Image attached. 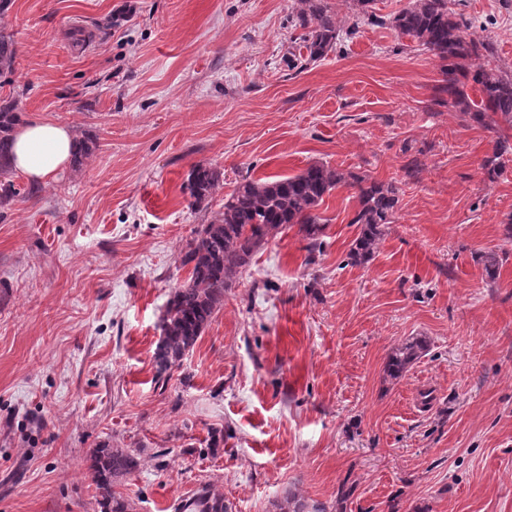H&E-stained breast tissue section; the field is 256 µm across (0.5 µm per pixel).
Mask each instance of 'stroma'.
<instances>
[{
    "label": "stroma",
    "instance_id": "1",
    "mask_svg": "<svg viewBox=\"0 0 512 512\" xmlns=\"http://www.w3.org/2000/svg\"><path fill=\"white\" fill-rule=\"evenodd\" d=\"M347 34L302 73L298 0H11L18 47L0 86L27 121L98 148L0 209V512H98L90 448H132L136 512H173L208 482L233 512L293 493L327 512H512V159L442 102L441 60L385 23L409 0H328ZM512 71V0H448ZM113 16L108 32L95 23ZM418 159L420 170L404 166ZM318 162L393 183L373 259L346 264L356 191L319 207L306 264L291 227L250 269L167 384L160 321L207 220L182 191L209 163L292 176ZM502 264L488 281L481 254ZM425 355L396 380L391 350ZM512 155V139L500 134L495 141L491 155H487L481 164V169L489 180H494L502 173L505 165L504 157ZM427 344L422 339L407 341L393 349L386 362L385 370L390 377L396 378L409 366L420 359L426 351Z\"/></svg>",
    "mask_w": 512,
    "mask_h": 512
}]
</instances>
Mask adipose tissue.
<instances>
[{
	"mask_svg": "<svg viewBox=\"0 0 512 512\" xmlns=\"http://www.w3.org/2000/svg\"><path fill=\"white\" fill-rule=\"evenodd\" d=\"M75 133L70 126L50 122H26L13 134L14 166L35 183L55 179L70 166Z\"/></svg>",
	"mask_w": 512,
	"mask_h": 512,
	"instance_id": "adipose-tissue-1",
	"label": "adipose tissue"
}]
</instances>
